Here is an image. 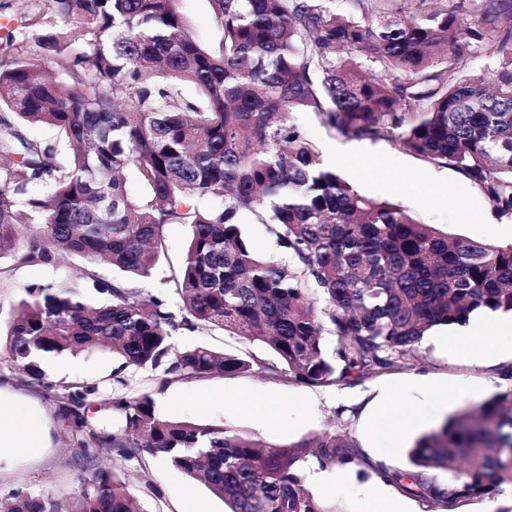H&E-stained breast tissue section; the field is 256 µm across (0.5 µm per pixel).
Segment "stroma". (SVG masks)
Here are the masks:
<instances>
[{
	"label": "stroma",
	"instance_id": "1",
	"mask_svg": "<svg viewBox=\"0 0 512 512\" xmlns=\"http://www.w3.org/2000/svg\"><path fill=\"white\" fill-rule=\"evenodd\" d=\"M188 28L204 45L221 38L208 0H177ZM294 123L319 150L340 147L358 156V170L342 175L361 193L399 202L418 221L448 233L452 238L489 243L512 242V217L497 214L487 199L472 188L466 177L449 164L431 163L394 146L387 140L344 137L325 126L313 112H298ZM189 228L168 225L165 248L150 278L126 281V288L145 298L165 300L172 312L180 301L169 280L170 271L183 257ZM110 266L93 265L70 258L50 266L0 263V322H7L13 309L35 284L55 282L76 287L91 305L110 302L99 284L113 281ZM180 348L207 345L246 359H256L252 371L235 375H213L198 379H174L163 369L122 367L105 350L74 355V370L54 369V357L41 362L53 390H86L84 414L89 428L113 432L121 428L119 413L112 407L116 398L150 394L157 411L167 417L202 420L257 435L273 444L310 438L325 430L354 440L364 458L406 467L407 453L419 438L409 431L398 453H390L372 433L387 396L414 405L420 398L419 377H427L431 388L461 387L465 397L450 401L449 413L474 408L496 392L512 386L503 377L512 367V345L503 343L478 357L459 353L448 341L446 329H438L421 344L417 354L401 367L341 385L319 386L282 378L269 372L276 361L264 346L249 343L228 332L208 328L180 327L172 334ZM0 390L13 395L20 405L35 404L48 423L50 445L39 456L13 457L11 449L0 450V499L17 491L45 493L56 497L72 495L78 485L81 466L74 453V439L60 417L53 391L19 378L6 350L0 349ZM105 466L123 471L146 512H181L193 501L198 512H224V503L199 482H189L163 458L145 457L143 462L119 455L104 458ZM313 494L335 502L342 512H359L361 491H381L385 500L402 504L405 512H427L420 499L403 493L378 478L361 480L350 474L347 480L326 485L311 484Z\"/></svg>",
	"mask_w": 512,
	"mask_h": 512
}]
</instances>
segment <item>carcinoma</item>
<instances>
[{"label":"carcinoma","instance_id":"cac0c4a2","mask_svg":"<svg viewBox=\"0 0 512 512\" xmlns=\"http://www.w3.org/2000/svg\"><path fill=\"white\" fill-rule=\"evenodd\" d=\"M218 46L188 31L176 0H39L23 17L39 47L10 33L0 48V260L50 265L61 256L106 261L149 278L165 227L185 224L172 274L181 320L143 303L119 280L112 303L90 305L73 287L25 290L3 347L18 374L50 389L49 354L112 351L124 367L164 368L175 379L233 375L253 362L171 331L197 324L270 349L288 377L329 386L397 368L437 327L484 310L512 313V242L450 239L401 205L368 197L322 166L291 120L314 112L343 136L388 140L457 168L503 216H512V0L468 12L444 5L409 19L392 0H360L346 18L325 0H209ZM60 14L82 48L64 54L42 31ZM497 45L487 77L468 72ZM190 82L199 97L183 96ZM48 125L68 141L27 135ZM134 170L146 195H127ZM263 224L291 262L260 255L243 231ZM335 337L326 354L322 335ZM68 427L87 437L74 494L15 492L4 512H146L121 474L97 466L162 457L204 482L226 512H338L305 486V464L360 467L427 504L455 512L463 497L512 500V388L449 416L410 449L411 469L366 462L353 440L326 430L271 444L254 434L161 415L153 397L114 399L117 433L87 429L86 394H56ZM439 471L454 472L440 483Z\"/></svg>","mask_w":512,"mask_h":512}]
</instances>
